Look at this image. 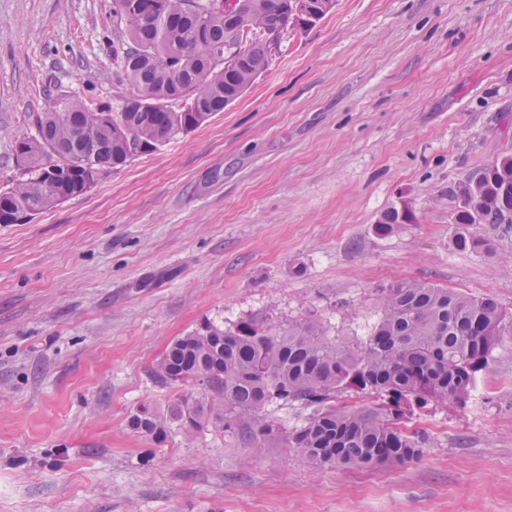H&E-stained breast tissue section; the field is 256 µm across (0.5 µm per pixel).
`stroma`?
<instances>
[{
	"label": "stroma",
	"instance_id": "35a3bbf8",
	"mask_svg": "<svg viewBox=\"0 0 512 512\" xmlns=\"http://www.w3.org/2000/svg\"><path fill=\"white\" fill-rule=\"evenodd\" d=\"M113 0H0V189L58 97L118 104ZM512 151V0H336L232 105L27 223L0 224V512H512V338L405 465L313 471L278 442L129 429L204 321L363 336L419 280L512 312V234L458 251L452 188ZM413 223L384 236L380 215ZM414 219L410 211L407 209H399L392 207L381 215L375 226L377 234L383 236L389 233L395 226L399 224L413 223Z\"/></svg>",
	"mask_w": 512,
	"mask_h": 512
}]
</instances>
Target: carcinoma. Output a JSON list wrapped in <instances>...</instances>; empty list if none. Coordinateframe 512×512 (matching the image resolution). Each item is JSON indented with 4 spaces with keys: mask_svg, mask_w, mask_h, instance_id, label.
<instances>
[{
    "mask_svg": "<svg viewBox=\"0 0 512 512\" xmlns=\"http://www.w3.org/2000/svg\"><path fill=\"white\" fill-rule=\"evenodd\" d=\"M112 83L126 91L114 110L107 102L70 95L35 118L36 135L16 143L22 178L0 190V224L35 216L86 193L98 177L156 151L236 101L269 65L288 30L285 0H114ZM207 33L206 46L196 29ZM65 162L59 176L51 158ZM58 179L56 193L48 182ZM458 199L453 248L483 242L469 227L512 230V152L467 175ZM407 209L378 219L383 236L411 224ZM379 316L371 332L344 342L330 337L314 315L272 336L254 322L233 329L207 321L173 340L152 369L160 388L181 389L161 419L148 404L129 426L155 443L172 427L192 436L210 427L249 439L280 441L313 470L396 466L418 458L427 438L403 425L406 413L429 405L465 404L503 338L512 313L491 298L412 281L376 289ZM376 398L363 408L336 406L341 394ZM296 404L302 423L289 431L263 415Z\"/></svg>",
    "mask_w": 512,
    "mask_h": 512,
    "instance_id": "carcinoma-1",
    "label": "carcinoma"
}]
</instances>
